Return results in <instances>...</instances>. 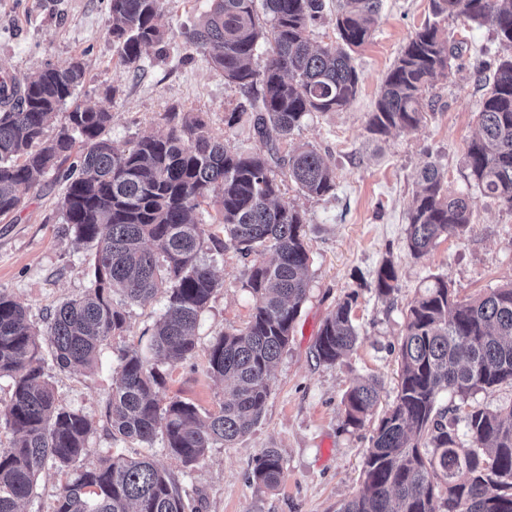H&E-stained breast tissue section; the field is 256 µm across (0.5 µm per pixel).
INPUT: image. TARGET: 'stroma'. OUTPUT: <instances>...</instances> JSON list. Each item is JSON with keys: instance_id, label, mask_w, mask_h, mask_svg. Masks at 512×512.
<instances>
[{"instance_id": "1", "label": "stroma", "mask_w": 512, "mask_h": 512, "mask_svg": "<svg viewBox=\"0 0 512 512\" xmlns=\"http://www.w3.org/2000/svg\"><path fill=\"white\" fill-rule=\"evenodd\" d=\"M210 0H162L165 39L146 48L137 67L124 65L108 32L109 0H0V60L8 76L24 85L45 64L82 62L85 77L73 103L110 112L105 136L125 150L145 133L166 135L172 112L203 113L210 135L233 151L253 153L261 144L249 117L227 126L244 95L223 70L186 44L183 32L208 10ZM430 0H382L371 38L353 48L360 72L359 92L341 112L312 114L282 145V152L316 148L335 172V190L310 197L276 169L282 199L304 213L311 256L310 288L286 350L272 370L271 391L259 422L232 445H216L191 466L153 444L113 439L106 407L120 376L119 351L133 348L164 311L157 296L129 307L126 328L114 336L94 368L60 370L51 348H44V370L59 406L82 412L93 422L84 465L108 454L152 456L182 486L197 491L193 512H339L362 489L364 453L377 425L347 423L343 399L360 378L381 385L380 408L391 405L398 382V348L404 313L432 276L446 277L459 297H472L512 282V210L472 192L467 147L478 130L484 89L475 70L502 49L490 26L444 18L440 33L457 45L447 77L429 95L434 101L415 129L386 136L372 134L368 117L382 82L402 48L430 18ZM434 164L450 193H471L472 228L465 236L440 241L414 258L406 247L408 212L421 170ZM64 183L48 173L23 195L12 216L0 220V290L21 302L34 327L44 329L47 314L62 301L83 295L91 284L92 249L64 224ZM205 224L200 257L221 281L200 314L195 353L163 366L161 401L178 398L200 410L217 411L222 382L210 378L207 349L224 333L243 329L255 299L246 285L250 261L226 241L217 209L202 206ZM392 263L396 291L379 295L376 274ZM359 341L333 364L319 361L315 340L325 318L348 294ZM269 448L284 460V476L273 489L252 480L257 458ZM66 481L54 468L43 470L22 512H53Z\"/></svg>"}]
</instances>
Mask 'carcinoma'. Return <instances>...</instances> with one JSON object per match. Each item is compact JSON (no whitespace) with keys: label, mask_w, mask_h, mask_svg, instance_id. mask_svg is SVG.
Listing matches in <instances>:
<instances>
[{"label":"carcinoma","mask_w":512,"mask_h":512,"mask_svg":"<svg viewBox=\"0 0 512 512\" xmlns=\"http://www.w3.org/2000/svg\"><path fill=\"white\" fill-rule=\"evenodd\" d=\"M161 0H110L108 31L122 62L135 65L142 50L162 42ZM381 0H343L336 13L340 44L315 48L308 30L321 20L325 0H211L186 43L254 98L251 122L263 152L228 150L212 138L199 112H185L169 132L143 135L118 151L104 132L108 112L74 107L53 140L46 127L73 97L84 77L79 61L48 65L23 88L0 86V219L13 214L38 177L57 171L80 145L76 162L61 174L64 223L91 243L93 280L85 294L50 314L42 331L24 306L0 291V377L13 379L5 426L16 439L0 448V512H21L43 469H65L85 458L93 422L56 404L39 350L49 340L56 365L93 367L112 337L123 331L128 305L162 294L166 310L145 343L122 351L107 421L112 437L150 444L160 437L168 453L190 466L217 444H232L262 416L274 363L288 345L304 303L310 255L305 218L280 201L272 173L280 145L314 112H341L355 98L360 74L347 49L363 45L377 24ZM431 14L491 26L512 49V0H430ZM269 45L263 70L250 61ZM460 54L426 22L387 73L368 130L386 135L416 128L426 90L448 75ZM479 132L468 145L471 186L512 210V54L485 78ZM288 175L312 197L335 188L333 171L314 148L288 155ZM218 206L224 234L245 258L254 256L247 285L255 297L247 326L215 339L207 373L230 384L219 410L201 414L192 403L161 405L162 363L184 360L196 349L199 315L221 287L199 257L205 234L194 217L202 203ZM472 197L453 195L434 165L420 175L408 214L407 248L416 258L442 238L471 229ZM394 266L377 274L379 294L396 288ZM122 293L124 302L113 301ZM355 297L347 296L324 320L315 342L319 360L333 364L359 341ZM399 383L378 419L367 448L363 491L340 512H512V404L475 408L467 399L512 384V282L476 298L460 299L435 276L407 307L399 347ZM459 396L438 406L443 391ZM380 388L357 383L343 400L346 420L360 426L376 413ZM283 476V458L269 448L253 481L270 489ZM189 492L151 458L108 455L76 471L60 490L54 512H186Z\"/></svg>","instance_id":"obj_1"}]
</instances>
